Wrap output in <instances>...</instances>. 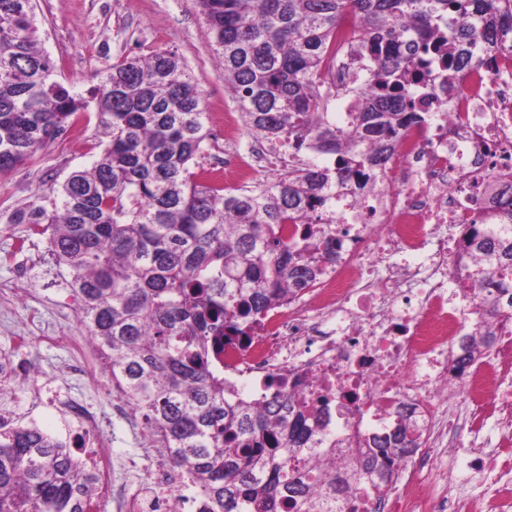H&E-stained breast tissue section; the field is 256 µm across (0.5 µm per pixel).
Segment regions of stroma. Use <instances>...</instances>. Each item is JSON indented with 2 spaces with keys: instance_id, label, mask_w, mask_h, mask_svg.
<instances>
[{
  "instance_id": "obj_1",
  "label": "stroma",
  "mask_w": 512,
  "mask_h": 512,
  "mask_svg": "<svg viewBox=\"0 0 512 512\" xmlns=\"http://www.w3.org/2000/svg\"><path fill=\"white\" fill-rule=\"evenodd\" d=\"M34 12L45 52L56 63L55 78L72 90L89 89L93 75L127 56L166 50L187 64L203 90L208 112H235L239 106L214 65V49L197 0H34ZM97 118L87 111L66 125L56 139L11 171L0 174V353L14 356L20 370H35L47 384L63 383L101 420L108 451L118 457L143 452L142 437L131 436L124 416L113 410L112 385L105 372L88 386L68 377L69 349L40 344L31 353L18 352L16 336H40L57 330L86 337L73 301L70 275L52 259L45 236L33 225L13 223L35 194L50 193L72 171L98 157ZM8 414L58 435L64 418L44 402L17 388Z\"/></svg>"
}]
</instances>
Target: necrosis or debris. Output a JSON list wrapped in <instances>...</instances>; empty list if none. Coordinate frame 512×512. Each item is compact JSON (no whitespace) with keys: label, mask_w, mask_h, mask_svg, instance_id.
<instances>
[{"label":"necrosis or debris","mask_w":512,"mask_h":512,"mask_svg":"<svg viewBox=\"0 0 512 512\" xmlns=\"http://www.w3.org/2000/svg\"><path fill=\"white\" fill-rule=\"evenodd\" d=\"M481 57L452 82L441 64L426 68L417 96L425 120L375 167L380 193L337 198L326 214L342 239L339 259L224 352L236 395L259 406L278 393L318 401L333 438L385 435L402 413L417 422L420 446L383 497L360 486L340 512H461L458 498L416 499L409 484L441 463L452 487L496 471L501 453L480 436L488 417L512 438V319L484 312L463 243L471 225L499 223L512 203V37L484 42ZM218 130L216 164L236 170L241 186L258 169H287V148L260 139L240 151L233 113ZM486 325L497 330L494 349L456 365L464 337ZM53 405L82 437L80 453L113 512H204L205 492L187 473L159 455L115 464L99 446L96 414L68 397Z\"/></svg>","instance_id":"4bbe7bcc"}]
</instances>
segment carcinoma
I'll use <instances>...</instances> for the list:
<instances>
[{"label":"carcinoma","instance_id":"carcinoma-1","mask_svg":"<svg viewBox=\"0 0 512 512\" xmlns=\"http://www.w3.org/2000/svg\"><path fill=\"white\" fill-rule=\"evenodd\" d=\"M224 86L248 131L288 143L293 166L251 189L224 187L199 165L212 138L204 97L172 52L120 60L88 95L54 79L33 0H0V173L32 158L94 107L98 158L38 195L14 223L45 225L71 275L80 320L112 390L141 418L150 447L204 488L207 512H337L352 489L384 494L417 427L404 416L383 437L356 434L324 449L328 413L275 395L261 409L229 396L224 347L245 326L312 288L341 240L323 220L336 187L377 184L365 170L424 122L425 66L444 56L448 80L485 38L512 33V0H198ZM349 18L363 83L348 68L355 111H325L317 79ZM336 157V167L321 163ZM294 225V239L282 227ZM472 283L512 308V223L473 227ZM493 336L466 337L470 356ZM92 470L35 425L0 429V512H88Z\"/></svg>","mask_w":512,"mask_h":512}]
</instances>
